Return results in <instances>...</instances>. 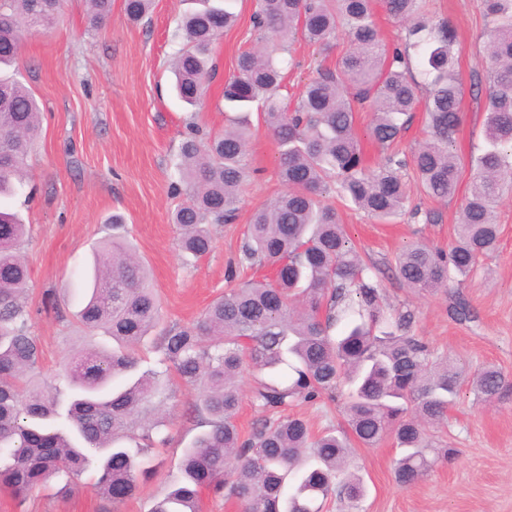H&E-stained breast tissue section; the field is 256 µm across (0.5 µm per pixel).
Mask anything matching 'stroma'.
<instances>
[{
  "label": "stroma",
  "mask_w": 512,
  "mask_h": 512,
  "mask_svg": "<svg viewBox=\"0 0 512 512\" xmlns=\"http://www.w3.org/2000/svg\"><path fill=\"white\" fill-rule=\"evenodd\" d=\"M434 20L456 31L460 73L467 94L453 150L460 159L455 199L433 200L411 186L407 214L381 224L362 211L335 205L346 232L391 308L414 314L412 330L441 356L449 357L465 378L448 410L445 426L435 433L438 446L455 448L452 461L440 462L423 480L398 486L392 461L399 451L392 440L359 447L355 461L367 492L357 507L328 502L326 512H512V402L485 408L474 401L466 381L491 364L512 374V194L497 208L501 228L497 252L467 281L449 282L436 293L414 292L401 285L394 267L406 246L425 241L441 248L453 238L461 199L471 177L470 158L484 146L485 114L480 89L486 88L488 64L481 35L490 28L484 0H427ZM125 0H112V13L99 27L90 26L85 0H64L55 25L25 36L19 59L8 74L37 98L42 122L28 158L26 179L0 206L29 224L21 253L30 270L28 307L42 356L38 380L63 385L73 350L101 342L78 321L83 290L100 242L113 215H122L128 239L152 274L161 305V327L194 325L206 307L229 288V267L238 281L258 277L240 265L246 227L255 209L282 189L277 177L278 147L262 119L252 121L251 165L256 173L242 189L236 223L212 227L213 247L199 260L182 259L171 213L178 204L170 189V162L176 157L188 121L221 130L224 79L238 55L260 41L251 16L253 0H238L237 24L212 49L218 75L199 107H185L173 91L171 61L183 44L178 28L185 0H154L141 20L128 18ZM348 49L337 34L330 52L295 40L287 56L288 92L296 96L313 77L318 61L335 65ZM465 300L474 317L459 322L450 308ZM169 416L155 444L144 455L134 498L115 506L103 498L95 472L84 474L69 490L60 481L19 500L0 492V512H150L169 490L183 448L206 426L190 418L196 389L174 381L166 391Z\"/></svg>",
  "instance_id": "1"
}]
</instances>
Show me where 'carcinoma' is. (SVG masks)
Wrapping results in <instances>:
<instances>
[{
  "label": "carcinoma",
  "instance_id": "carcinoma-1",
  "mask_svg": "<svg viewBox=\"0 0 512 512\" xmlns=\"http://www.w3.org/2000/svg\"><path fill=\"white\" fill-rule=\"evenodd\" d=\"M61 0H0V69L15 65L24 35L56 21ZM236 0H199L180 20L185 42L173 59L175 90L186 105L201 103L216 75L211 48L237 19ZM402 22L403 44L388 49L372 0H255L253 26L283 45L296 36L323 49L343 30L349 49L335 67H319L296 104L282 95L284 73L273 52L260 46L242 53L224 80V107L234 113L224 130L204 134L190 122L173 163V190L186 201L172 215L178 248L198 259L213 244L212 224H229L249 180V112L260 117L279 147L283 185L256 209L240 263L270 274L228 289L190 328L155 338L157 369L140 368L138 346L159 324L160 304L149 273L124 241L120 216L100 245L80 323L100 331L112 346L76 350L63 401L36 381L40 341L25 305L30 271L18 249L29 225L0 209V490L21 498L49 478L75 479L100 458L97 488L114 504L137 489L138 457L154 443L164 418L145 417L172 370L199 390L190 407L210 429L183 449L170 491L150 512H199L203 490L225 491L239 512H323L339 497L354 504L365 495L363 478L350 469L351 442L373 447L386 437L401 454L394 474L411 485L454 449L437 448L430 428L447 421L460 377L429 345L412 334L413 314L387 315L378 282L349 245L336 208L322 202L334 188L368 216L392 222L405 215L402 169L411 166L424 192L446 201L455 195L458 162L449 144L461 122L465 93L456 68V36L433 25L421 0H383ZM89 21L109 15L112 0H88ZM491 27L483 151L471 157L473 173L448 251L416 244L396 258L403 285L422 291L467 278L498 245L495 209L512 190V0H485ZM431 77L427 133L410 160L393 150L418 104L409 50ZM369 106V138L387 152L370 169L355 128ZM34 95L0 75V197L12 195L24 175L40 130ZM357 305L360 320L332 335ZM251 368V402L259 413L248 436L236 418L245 368ZM477 399L501 402L512 378L485 366L470 378ZM323 398L343 400L347 429L314 434L288 407Z\"/></svg>",
  "mask_w": 512,
  "mask_h": 512
}]
</instances>
